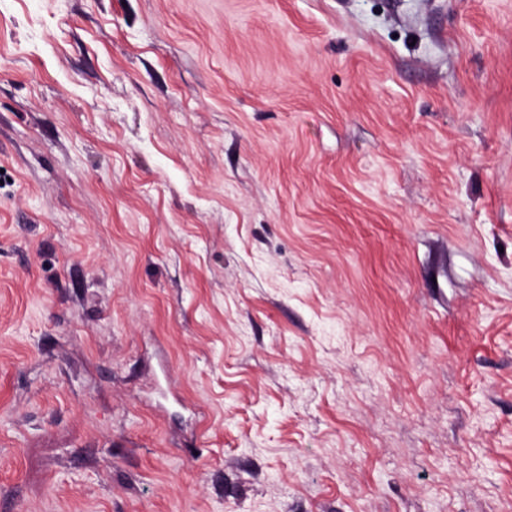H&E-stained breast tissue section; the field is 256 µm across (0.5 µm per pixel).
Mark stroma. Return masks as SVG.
<instances>
[{"instance_id":"stroma-1","label":"stroma","mask_w":512,"mask_h":512,"mask_svg":"<svg viewBox=\"0 0 512 512\" xmlns=\"http://www.w3.org/2000/svg\"><path fill=\"white\" fill-rule=\"evenodd\" d=\"M0 512H512V0H0Z\"/></svg>"}]
</instances>
